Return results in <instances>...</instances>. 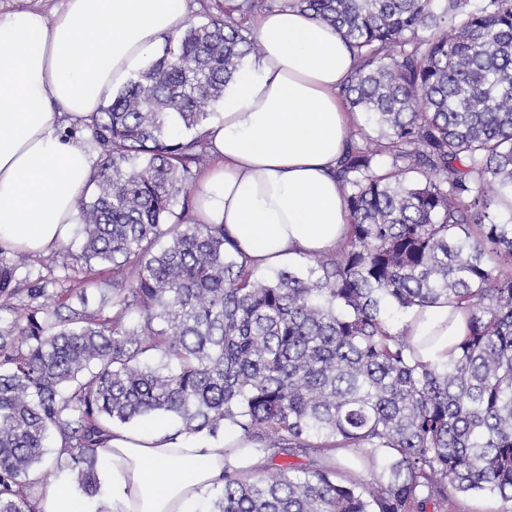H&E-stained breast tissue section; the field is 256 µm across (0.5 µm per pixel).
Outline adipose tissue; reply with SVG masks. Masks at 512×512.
I'll use <instances>...</instances> for the list:
<instances>
[{
	"instance_id": "obj_1",
	"label": "adipose tissue",
	"mask_w": 512,
	"mask_h": 512,
	"mask_svg": "<svg viewBox=\"0 0 512 512\" xmlns=\"http://www.w3.org/2000/svg\"><path fill=\"white\" fill-rule=\"evenodd\" d=\"M174 0H64L0 13V247L45 252L78 223L77 199L95 158L66 138L146 68L164 35L181 29ZM260 45L223 112L206 127L214 158L201 174L193 217L220 224L256 267H279L339 248L348 212L334 175L359 115L337 95L355 66L343 37L292 6L259 12ZM423 361L442 365L468 334V315L438 302L401 323ZM239 435H185L152 418L113 427L97 454L102 491L43 488L37 512H197L224 472L251 474L262 457L241 456Z\"/></svg>"
}]
</instances>
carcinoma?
Listing matches in <instances>:
<instances>
[{"instance_id": "1", "label": "carcinoma", "mask_w": 512, "mask_h": 512, "mask_svg": "<svg viewBox=\"0 0 512 512\" xmlns=\"http://www.w3.org/2000/svg\"><path fill=\"white\" fill-rule=\"evenodd\" d=\"M289 2L353 50L341 94L377 130L351 127L338 161L346 241L259 280L224 225L167 222L210 149L206 105L260 49L243 22L265 0H214L87 124L80 251L0 260V311L24 310L0 325V512H36L64 473L97 495L96 448L145 417L230 428L269 458L256 478L224 474L205 512L512 503V224L491 215L512 197V0ZM441 299L469 333L436 366L387 313ZM336 448L370 482L341 477ZM300 452L309 465L275 462ZM492 502L497 505V512L509 510L510 503L491 495H458L448 502L447 512H475V506L480 502Z\"/></svg>"}]
</instances>
